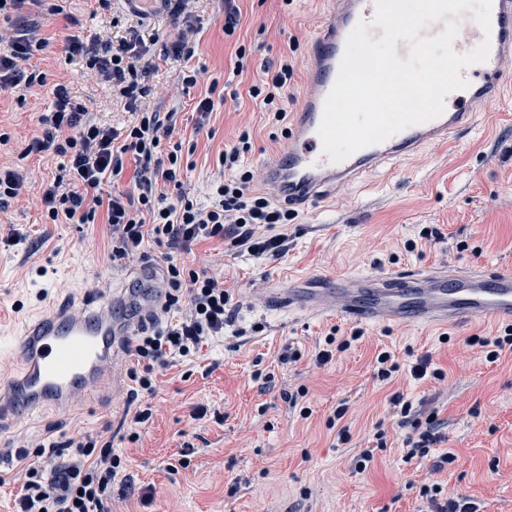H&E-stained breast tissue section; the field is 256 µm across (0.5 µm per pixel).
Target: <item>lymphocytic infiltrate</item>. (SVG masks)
<instances>
[{
  "instance_id": "obj_1",
  "label": "lymphocytic infiltrate",
  "mask_w": 512,
  "mask_h": 512,
  "mask_svg": "<svg viewBox=\"0 0 512 512\" xmlns=\"http://www.w3.org/2000/svg\"><path fill=\"white\" fill-rule=\"evenodd\" d=\"M60 0H0V88L45 86L46 75L33 68V56L43 51L39 20L63 14ZM70 54L85 58L90 75L111 87L134 110L136 120L123 129L101 124L85 104L75 100L62 83L51 86V111L42 113V136L33 138L27 153L52 152L60 159L54 177L40 199L48 224L109 226V261L123 268L146 242L162 250L166 291L150 327L141 329L131 347L136 363L128 371L138 392L154 394L157 371L172 357L195 355L200 345L224 331L232 296L223 281L204 270L185 267L176 254L199 241L228 238L232 246L256 256L284 255L288 238L277 225L291 223L294 209L251 191L254 173L243 164L252 148L249 132L222 152L220 166L231 178L212 184V203L201 208L184 195L168 196V186H180L184 174L182 142L171 141L172 128L159 108L146 106L151 89L144 82L148 68L140 40L109 39L87 44L70 38ZM293 75L288 61L266 71L249 94L261 100L275 121H283L281 99ZM133 159L137 176L132 188L104 192L103 185L120 177L126 159ZM177 319H170V312ZM401 425L414 431L406 440L408 457L425 453L437 442L434 415H421L404 394L390 399ZM21 466L22 493L15 512H110L112 485L125 462L112 448L110 427L60 442L29 439L17 447L0 448V459Z\"/></svg>"
}]
</instances>
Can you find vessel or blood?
<instances>
[{"mask_svg":"<svg viewBox=\"0 0 512 512\" xmlns=\"http://www.w3.org/2000/svg\"><path fill=\"white\" fill-rule=\"evenodd\" d=\"M123 10L157 16L160 0H116ZM324 24L309 56L305 94L288 126L287 149L268 168L269 189L294 205L307 207L361 183L384 164L413 156L428 145L450 143L473 129L481 109L497 97L512 58V0H492L489 29L462 12L453 49L467 53L489 40L487 60L461 69L469 85L451 92L449 109L410 126L386 141L365 147L344 161L331 162L318 134L326 97L339 71L349 33L371 20L376 0H326ZM140 287L105 289L88 304L56 303L25 318L10 350L18 365L0 374V415L16 419L44 406L64 411L89 396L105 394L113 380L112 362L132 343L142 315L156 309L164 284L155 268L141 270ZM266 305L367 324L415 323L459 327L474 320L512 325V266L479 269L427 267L374 276L313 277L291 288L268 289Z\"/></svg>","mask_w":512,"mask_h":512,"instance_id":"obj_1","label":"vessel or blood"}]
</instances>
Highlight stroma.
I'll list each match as a JSON object with an SVG mask.
<instances>
[{
    "label": "stroma",
    "mask_w": 512,
    "mask_h": 512,
    "mask_svg": "<svg viewBox=\"0 0 512 512\" xmlns=\"http://www.w3.org/2000/svg\"><path fill=\"white\" fill-rule=\"evenodd\" d=\"M240 21L224 33L217 0H195L191 18L173 13L144 19L119 12L118 23L96 15L93 0H66L65 12L45 22L47 49L34 62L46 73L43 87L0 93V163L32 171L26 196L0 212V226L19 235L16 245L0 243V346L44 298L82 303L95 296L94 284L137 287L142 263L158 262L149 244L143 261L112 268L102 224H45L38 200L57 161L46 155L22 157L41 135V113L50 109L53 84H68L72 95L98 121L120 129L133 116L111 90L91 79L81 57L67 51L71 35L90 40L138 38L149 46L146 82L176 109L174 138L194 144L193 166L182 177L181 193L199 206L211 203L210 184L219 178L216 159L236 145L242 130L252 149L244 163L263 171L287 141L285 123L269 118L250 97L267 64L289 57L287 112L304 95L309 47L325 19L324 0H233ZM192 27L191 61L165 56L160 44L176 29ZM246 48L252 64L234 74L236 51ZM200 69L190 93L181 91L185 67ZM224 90L204 126L194 105L211 83ZM282 231L288 250L280 258L253 256L212 238L182 255L186 266L220 274L234 311L224 333L194 356L175 358L157 376L153 416L134 423L129 412L134 387L127 371L131 354L116 364L113 394L85 400L66 412L47 407L32 417L0 422V445L39 436L61 441L77 432L111 424L116 453L126 459L123 477L112 486V512H428L422 485H439L438 501L465 497L478 512H512V349L487 362L471 336L495 337L494 324L475 322L448 331L413 323L354 326L333 318L264 306L269 288H287L321 274L375 275L427 266L461 268L512 263V124L478 129L456 144H435L405 161L387 164L369 185L345 188L339 202L323 201L299 213ZM414 250H407L408 242ZM362 335L349 349L318 364L315 355L327 334L344 339ZM299 349V361L280 363L284 347ZM393 354L401 369L379 380L375 357ZM430 356L441 380H415L409 366ZM272 373L270 383L256 371ZM301 418L287 401L298 389ZM403 393L423 414H435L442 439L428 453L406 458L412 429L400 425L390 403ZM348 411L340 424L342 442L327 421L337 405ZM386 446L375 450L365 469L355 462L377 430ZM138 433V442L129 434ZM453 464L437 469L445 453ZM188 467H181V460Z\"/></svg>",
    "instance_id": "obj_1"
}]
</instances>
